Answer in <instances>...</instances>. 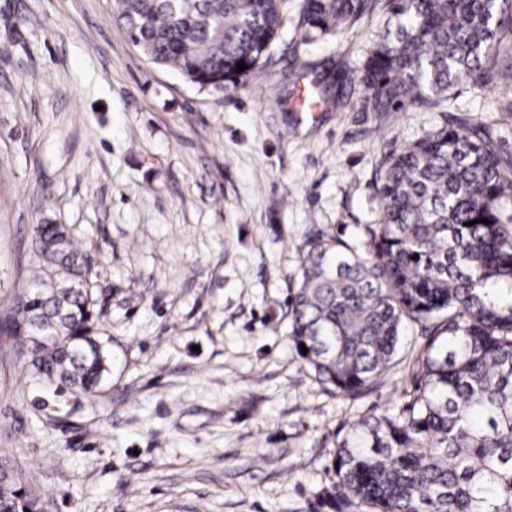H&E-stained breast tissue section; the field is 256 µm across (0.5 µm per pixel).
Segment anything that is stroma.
<instances>
[{
	"instance_id": "obj_1",
	"label": "stroma",
	"mask_w": 512,
	"mask_h": 512,
	"mask_svg": "<svg viewBox=\"0 0 512 512\" xmlns=\"http://www.w3.org/2000/svg\"><path fill=\"white\" fill-rule=\"evenodd\" d=\"M299 3L267 63L215 91L151 63L117 0H0V315L28 285L34 225L62 224L112 351L101 394H60L0 336V461L43 512H315L352 423L411 391V323L358 397L315 379L288 338L299 248L318 226L361 240L385 153L460 112L512 153V114L492 85L357 111L384 14L304 46ZM312 78L344 107L298 111Z\"/></svg>"
}]
</instances>
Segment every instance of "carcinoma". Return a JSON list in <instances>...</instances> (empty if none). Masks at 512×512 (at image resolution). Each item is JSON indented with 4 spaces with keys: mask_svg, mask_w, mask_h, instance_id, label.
I'll list each match as a JSON object with an SVG mask.
<instances>
[{
    "mask_svg": "<svg viewBox=\"0 0 512 512\" xmlns=\"http://www.w3.org/2000/svg\"><path fill=\"white\" fill-rule=\"evenodd\" d=\"M283 0H118L117 20L153 63L200 88L242 85L267 60ZM387 15L357 83L363 112L442 107L466 84L500 89L512 112V0H300L301 43ZM248 69L239 72L237 64ZM300 105L340 107L300 90ZM512 155L484 124L458 123L384 155L380 220L358 245L317 230L301 250L289 337L318 380L355 396L394 357L402 324L433 320L394 412L355 421L338 444L336 481L318 498L334 512H512ZM487 223H481V220ZM476 224L467 225V222ZM58 288L41 296L45 280ZM86 258L59 224L34 228L33 271L0 334L37 321L47 344L27 353L31 376L94 393L112 355L95 332ZM0 512H41L0 470Z\"/></svg>",
    "mask_w": 512,
    "mask_h": 512,
    "instance_id": "1",
    "label": "carcinoma"
}]
</instances>
